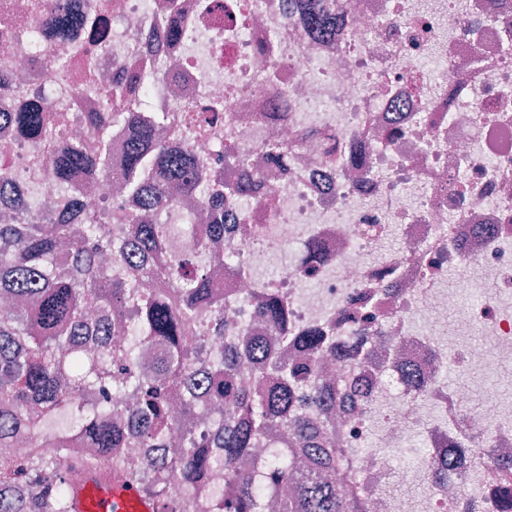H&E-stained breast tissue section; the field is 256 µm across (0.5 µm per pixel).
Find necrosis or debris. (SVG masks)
<instances>
[{
    "label": "necrosis or debris",
    "instance_id": "obj_1",
    "mask_svg": "<svg viewBox=\"0 0 512 512\" xmlns=\"http://www.w3.org/2000/svg\"><path fill=\"white\" fill-rule=\"evenodd\" d=\"M31 2L0 0V43L10 45L0 53V112L39 97L68 117L52 142L0 124V167L32 200V220L72 221L80 199L107 206L113 232L126 234V217L141 208L115 178L127 113L112 118L111 171L84 176L80 189L64 187L47 159L89 137L100 89L138 72L166 139L201 168L233 147L241 171L261 183L248 199L225 198L218 268L200 248L216 180L155 214L168 229L165 258L218 271L224 307L196 320L199 365L223 356L231 339L294 358L256 314L271 296L300 331L347 337L371 316L377 335L366 355L315 365L320 380L342 388L356 375L366 392L324 415L349 458L338 486L357 488L372 512H399L422 482L433 488L422 512H500L496 490L512 486L499 465L512 455V404L492 387L477 397L448 386L436 372L451 361L473 370L512 363V0H347L326 37L310 33L301 0H223L219 18L182 0L174 43L156 35L163 0H56L55 11L36 15ZM70 8L106 18L107 39L55 43L54 14ZM215 98L228 119L202 136L189 131L181 100ZM276 142L288 144L286 161L270 159ZM393 234L398 248H385ZM314 243L323 265L309 262ZM461 266L492 284L482 301L463 303L462 288L449 287V269ZM478 328L490 348L469 343ZM375 430L377 448L368 443ZM417 433V466L394 470ZM209 455L200 488L172 489L175 512H212L227 500L224 451Z\"/></svg>",
    "mask_w": 512,
    "mask_h": 512
}]
</instances>
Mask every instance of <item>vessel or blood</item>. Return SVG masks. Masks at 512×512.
<instances>
[{
  "mask_svg": "<svg viewBox=\"0 0 512 512\" xmlns=\"http://www.w3.org/2000/svg\"><path fill=\"white\" fill-rule=\"evenodd\" d=\"M72 512H160L158 502L137 485L98 470L79 474L71 489Z\"/></svg>",
  "mask_w": 512,
  "mask_h": 512,
  "instance_id": "b4317fda",
  "label": "vessel or blood"
}]
</instances>
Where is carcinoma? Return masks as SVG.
I'll list each match as a JSON object with an SVG mask.
<instances>
[{
    "label": "carcinoma",
    "mask_w": 512,
    "mask_h": 512,
    "mask_svg": "<svg viewBox=\"0 0 512 512\" xmlns=\"http://www.w3.org/2000/svg\"><path fill=\"white\" fill-rule=\"evenodd\" d=\"M336 3L310 17L317 35L336 29ZM163 28L169 39L177 37L181 12L178 0H168ZM83 19L68 14L58 19L56 40L65 44ZM102 111L88 115L91 138L64 146L51 158L56 178L62 182L78 175L107 171L112 163V114L131 112L124 164L118 173L127 191L144 200V208L130 217L127 236L116 244L103 223L104 212L84 204L76 208L74 224H0V294L21 304L16 311L0 314V512H70L69 488L73 467L92 470L116 465L136 471L121 449L129 440L127 429L112 422V386L136 387L135 410L141 419L139 447L146 449L141 464H155L154 449L167 442L182 424L170 416L171 393L203 387L212 403H226L236 414L219 422L209 437L178 444L179 451L162 460L165 470L160 485L142 491L167 500L164 487L196 488L206 477L209 448L224 449V470L234 486V498L224 502L223 512H263V480L238 467L255 448L257 439L269 440L277 465V478L291 485L292 494L282 512H370L363 496L342 494L335 474L340 452L335 434L311 420L316 408L329 406L336 389L316 380L311 365L324 353L336 354L337 337L313 329L292 336L306 359L288 363L256 345L241 350L229 343L224 358L198 371L196 347L188 333L197 315L220 312L221 300L206 273L190 259L166 260V230L151 222V212L171 205L173 185L192 191L207 173L194 166L182 149L156 136L163 116L141 111L146 98L137 77L100 93ZM185 123L201 135L207 126L202 112L214 120L224 103L186 102L181 106ZM0 120L19 133L42 139L52 135L61 118L30 104L18 112H0ZM240 166L232 148L224 150L221 181L229 194L249 189V183L231 176ZM121 253L124 266L117 274L102 262L112 249ZM151 279L173 284L165 295L144 293L137 299L133 327L142 337L164 346L152 381L139 378L137 351H112V328H97L98 343L83 341L86 310L99 307L123 311L128 288ZM258 313L268 325L282 328L284 307L276 300L262 302ZM97 390V405L78 407L72 394ZM74 439L86 441L90 451L81 455L70 448ZM49 442L52 451L32 458L14 454L15 445ZM305 458L297 470L288 463V450Z\"/></svg>",
    "instance_id": "1"
}]
</instances>
